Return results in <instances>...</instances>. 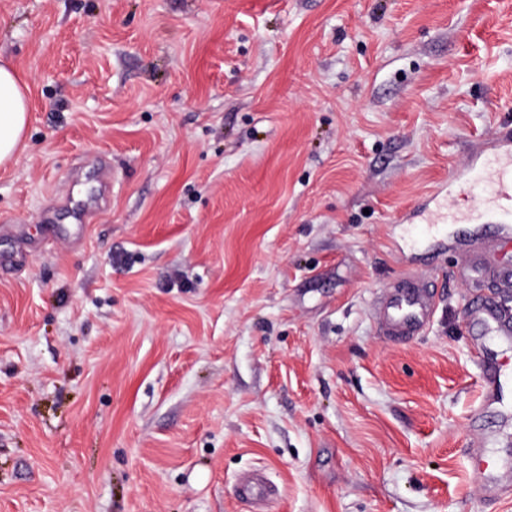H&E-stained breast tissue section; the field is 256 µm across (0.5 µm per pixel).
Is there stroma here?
<instances>
[{"mask_svg": "<svg viewBox=\"0 0 512 512\" xmlns=\"http://www.w3.org/2000/svg\"><path fill=\"white\" fill-rule=\"evenodd\" d=\"M0 59V512H512L468 462L512 456L471 325L512 244L400 221L512 123V0H0ZM407 271L439 310L393 342ZM28 88L17 71L0 61V165L12 162L28 123Z\"/></svg>", "mask_w": 512, "mask_h": 512, "instance_id": "stroma-1", "label": "stroma"}]
</instances>
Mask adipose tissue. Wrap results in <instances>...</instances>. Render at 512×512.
<instances>
[{
	"label": "adipose tissue",
	"mask_w": 512,
	"mask_h": 512,
	"mask_svg": "<svg viewBox=\"0 0 512 512\" xmlns=\"http://www.w3.org/2000/svg\"><path fill=\"white\" fill-rule=\"evenodd\" d=\"M28 88L17 71L0 61V165L12 162L28 123Z\"/></svg>",
	"instance_id": "adipose-tissue-1"
}]
</instances>
